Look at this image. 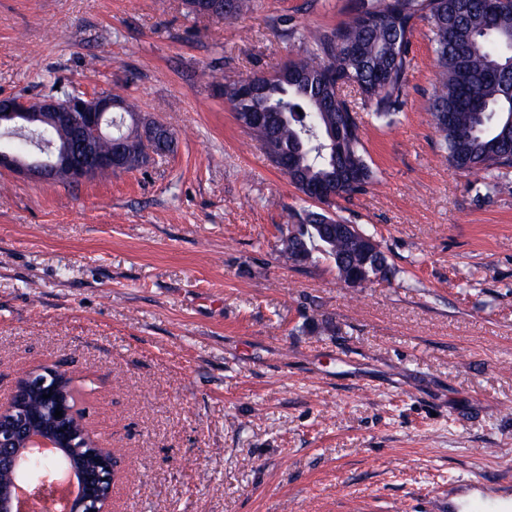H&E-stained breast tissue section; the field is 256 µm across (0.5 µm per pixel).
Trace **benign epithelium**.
Returning a JSON list of instances; mask_svg holds the SVG:
<instances>
[{"label":"benign epithelium","instance_id":"7a95c632","mask_svg":"<svg viewBox=\"0 0 512 512\" xmlns=\"http://www.w3.org/2000/svg\"><path fill=\"white\" fill-rule=\"evenodd\" d=\"M117 104L109 95L88 97L78 92L66 97L45 96L30 100L18 96L0 97V169H9L30 178L51 180L64 173L69 181L78 183L94 178L103 171L122 172L124 166L119 152H103L100 144L115 142L112 138L109 116ZM44 126L69 129L70 143L33 144L26 151L13 147V134ZM54 369H45L27 376V380L48 395L43 415L49 420L50 430L38 427L40 415L29 413L11 404L0 405V472L18 475L21 467L20 448H80L81 438L71 425L73 409L69 402L56 394ZM61 411L62 417L55 416ZM108 474L83 473L75 479L71 470L66 476L76 480L77 493L65 512H106V505L92 496L84 495V489L92 488L101 481L114 483L118 477L117 461L105 467Z\"/></svg>","mask_w":512,"mask_h":512}]
</instances>
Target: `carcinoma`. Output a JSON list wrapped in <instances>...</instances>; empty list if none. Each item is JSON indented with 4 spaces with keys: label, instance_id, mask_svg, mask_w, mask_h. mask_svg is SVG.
<instances>
[{
    "label": "carcinoma",
    "instance_id": "carcinoma-1",
    "mask_svg": "<svg viewBox=\"0 0 512 512\" xmlns=\"http://www.w3.org/2000/svg\"><path fill=\"white\" fill-rule=\"evenodd\" d=\"M246 7L247 0H224V22L233 23ZM421 21L430 26L438 69L430 111L445 158L458 172L481 177L492 192L512 173V0H355L338 26L295 32L302 54L272 74L249 77L251 93L243 94L237 81L224 84V101L239 125L262 142L272 165L280 167L285 156V175L320 205L292 213L280 251L303 265L332 262L341 286L394 275L385 253L370 243L371 232H336L348 223L333 212L337 200L375 181L362 122L344 89L356 90L377 118L392 122ZM145 126L157 132L154 154L172 150L173 132L154 120ZM116 138L125 144L126 170L145 167L138 128ZM82 419L75 412V430L89 447L61 451L77 472L98 464L105 452L89 439Z\"/></svg>",
    "mask_w": 512,
    "mask_h": 512
}]
</instances>
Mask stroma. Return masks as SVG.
Instances as JSON below:
<instances>
[{
    "mask_svg": "<svg viewBox=\"0 0 512 512\" xmlns=\"http://www.w3.org/2000/svg\"><path fill=\"white\" fill-rule=\"evenodd\" d=\"M351 3L250 0L228 25L183 0H0V95L115 93L176 138L78 185L0 169V403L66 372L121 461L111 512L512 502V176L491 193L446 162L428 26L393 124L358 111L377 179L340 203L390 280L280 256L303 196L222 95Z\"/></svg>",
    "mask_w": 512,
    "mask_h": 512,
    "instance_id": "35a3bbf8",
    "label": "stroma"
}]
</instances>
